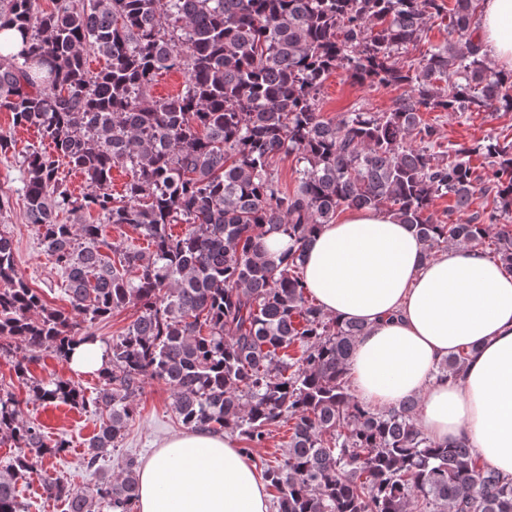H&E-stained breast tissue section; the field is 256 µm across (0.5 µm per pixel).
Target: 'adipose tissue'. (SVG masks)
<instances>
[{"label":"adipose tissue","instance_id":"adipose-tissue-1","mask_svg":"<svg viewBox=\"0 0 512 512\" xmlns=\"http://www.w3.org/2000/svg\"><path fill=\"white\" fill-rule=\"evenodd\" d=\"M478 40L512 71V0H482ZM423 242L392 215L346 209L308 243L301 276L327 314L364 323L351 389L375 408L418 398L433 441H466L512 477V273L479 243L423 261ZM475 351L458 378L440 362ZM139 512H269L265 482L236 440L207 432L165 438L138 469Z\"/></svg>","mask_w":512,"mask_h":512}]
</instances>
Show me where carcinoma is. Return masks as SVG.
<instances>
[{"instance_id":"cac0c4a2","label":"carcinoma","mask_w":512,"mask_h":512,"mask_svg":"<svg viewBox=\"0 0 512 512\" xmlns=\"http://www.w3.org/2000/svg\"><path fill=\"white\" fill-rule=\"evenodd\" d=\"M475 0H0V29L22 36L0 56V110L34 128L51 150L23 154L26 223L66 276L70 308L48 306L15 270L12 240L0 232V338L29 354L97 339L93 325L128 306L138 315L107 344L97 401L107 419L89 440L86 467L118 447L145 378L174 396L190 430L238 433L263 447L269 427L289 425L281 457L262 463L275 512H512V478L479 463L464 444H439L417 422V400L371 408L351 393L348 364L364 325L327 316L299 275L308 239L345 208L386 212L425 244L424 260L450 244L476 241L512 272V140L488 136L443 147L430 112H512V74L494 69L474 39ZM448 13V40L409 64L397 56ZM106 66L92 75L86 56ZM341 69L356 83L407 85L387 112L326 119L319 95ZM184 73V88L156 98L158 75ZM299 164L293 189L275 176L283 156ZM486 164L474 175L471 158ZM67 165L91 192L74 195ZM130 179L112 193V170ZM492 207L450 213L475 196ZM130 226L147 249L122 248L89 224ZM67 215L68 222L59 221ZM185 225L175 234L173 226ZM288 238L276 257L266 237ZM466 349L439 364L455 375ZM36 400L84 407L64 378L32 383ZM24 450L0 470V512H22L16 487L33 459H56L68 441L46 438L0 392V443ZM137 460L81 491L44 473L42 495L67 512H134Z\"/></svg>"}]
</instances>
